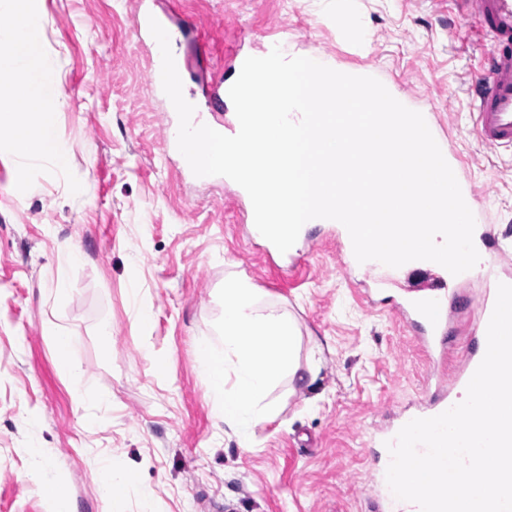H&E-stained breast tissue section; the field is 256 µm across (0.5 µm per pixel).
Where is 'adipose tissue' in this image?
<instances>
[{
    "label": "adipose tissue",
    "mask_w": 512,
    "mask_h": 512,
    "mask_svg": "<svg viewBox=\"0 0 512 512\" xmlns=\"http://www.w3.org/2000/svg\"><path fill=\"white\" fill-rule=\"evenodd\" d=\"M13 22L0 32V50L12 66L11 101H21L25 111L0 109V126L11 133V145L20 164L28 170L48 166L64 171L69 150L57 133L62 106L58 89L48 76L49 63L39 36L40 17L30 0H12Z\"/></svg>",
    "instance_id": "obj_1"
}]
</instances>
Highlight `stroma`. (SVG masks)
<instances>
[{"label": "stroma", "instance_id": "1", "mask_svg": "<svg viewBox=\"0 0 512 512\" xmlns=\"http://www.w3.org/2000/svg\"><path fill=\"white\" fill-rule=\"evenodd\" d=\"M33 3L71 157L26 193L0 130V512H51L32 447L72 512H110L99 472L115 456L137 476L124 512H375L373 438L435 388L413 330L386 302L423 289L437 269L375 290L342 266L322 224L307 232L299 272L268 263L238 186L184 174L182 159L166 156L167 106L146 83L134 0ZM153 9L185 28L176 47L185 92L225 127L234 106H211V84L233 77L235 51L260 53L279 32L288 56L375 77L429 113L504 250L461 291L478 297L512 264V148L484 144L474 123L492 41L459 19L454 0H155ZM192 18L203 29L188 28ZM68 246L79 262H66ZM232 276L299 329V370L273 388L277 407L247 449L217 417L197 364ZM51 327L77 339L82 389L59 363Z\"/></svg>", "mask_w": 512, "mask_h": 512}]
</instances>
